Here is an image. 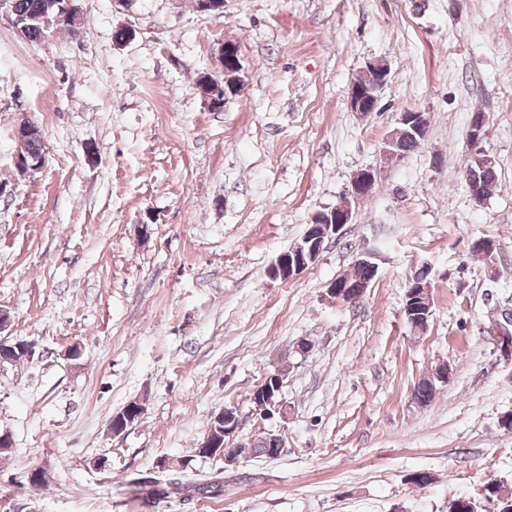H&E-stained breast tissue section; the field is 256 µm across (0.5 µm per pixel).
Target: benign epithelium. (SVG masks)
I'll return each mask as SVG.
<instances>
[{"mask_svg": "<svg viewBox=\"0 0 512 512\" xmlns=\"http://www.w3.org/2000/svg\"><path fill=\"white\" fill-rule=\"evenodd\" d=\"M236 45L227 42L221 53V62L224 72L238 73L241 70L240 62L234 60ZM388 69L387 65L381 61L370 62L363 70V82H352L348 105L351 111L368 116L377 111V107L381 102L383 90L387 84ZM398 124L406 133L413 138H424L428 118L424 113L418 111L403 112L398 118ZM487 124V116L485 113L476 114L472 117L466 134V141L470 149V156L483 165L494 162L491 157L481 146L482 139L485 135V127ZM402 156L398 150V144L394 135L386 138L385 146L382 149L380 165L369 167L354 174L351 180V189L348 195L343 197L336 207L322 211L321 224L318 225L322 235L339 234L343 227L351 223L353 215V205L369 196L378 180L381 169L393 163ZM45 159L34 158L29 159L27 155L16 152L14 156V167L16 172L25 177L43 168ZM309 245L310 261H315L322 247H318L310 242V237H302L301 241L295 243L290 250L279 254L270 269V276L273 279L288 280L299 275L307 267V261L303 259L293 260V254L302 252L304 245ZM10 325V316L5 310L0 309V369L7 365H14L15 354L22 355L26 361H32L37 354V343L32 339L23 340L18 337L8 336L4 331ZM251 403L253 411L265 419H271L274 415L286 414V407L281 404L278 396L269 389L264 391L256 390L252 397ZM213 421L223 424L224 441H229L234 437L238 430L239 420L236 410L226 408L214 416ZM221 440L216 437V433L212 429H207L199 448L203 455L209 458H222L224 465L235 466L239 464L240 459L229 452L227 446H219Z\"/></svg>", "mask_w": 512, "mask_h": 512, "instance_id": "obj_1", "label": "benign epithelium"}]
</instances>
